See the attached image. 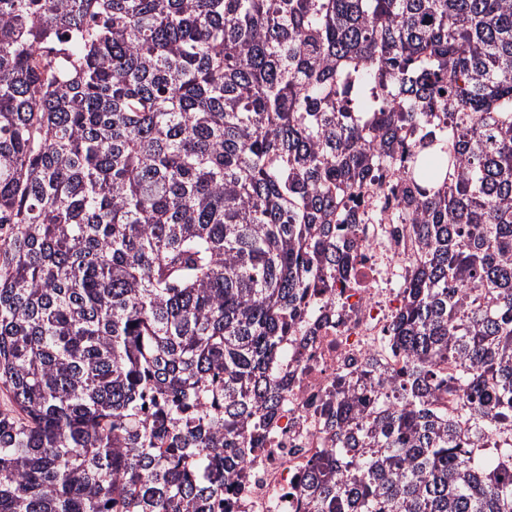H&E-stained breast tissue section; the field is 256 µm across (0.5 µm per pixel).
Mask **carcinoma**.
<instances>
[{"label": "carcinoma", "mask_w": 512, "mask_h": 512, "mask_svg": "<svg viewBox=\"0 0 512 512\" xmlns=\"http://www.w3.org/2000/svg\"><path fill=\"white\" fill-rule=\"evenodd\" d=\"M404 161V365L307 512H512V0H0V512H226Z\"/></svg>", "instance_id": "cac0c4a2"}]
</instances>
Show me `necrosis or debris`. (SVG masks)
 <instances>
[{"label": "necrosis or debris", "instance_id": "4bbe7bcc", "mask_svg": "<svg viewBox=\"0 0 512 512\" xmlns=\"http://www.w3.org/2000/svg\"><path fill=\"white\" fill-rule=\"evenodd\" d=\"M400 199V181L389 171L360 191L354 203L358 258L351 268L360 286L333 287L315 321L289 337L281 368L286 386L263 449L237 468L247 488L237 512H307L301 483L331 445L321 405L335 394L337 379H356L371 365L388 376L401 368L386 339L419 248L410 225L392 221Z\"/></svg>", "mask_w": 512, "mask_h": 512}]
</instances>
